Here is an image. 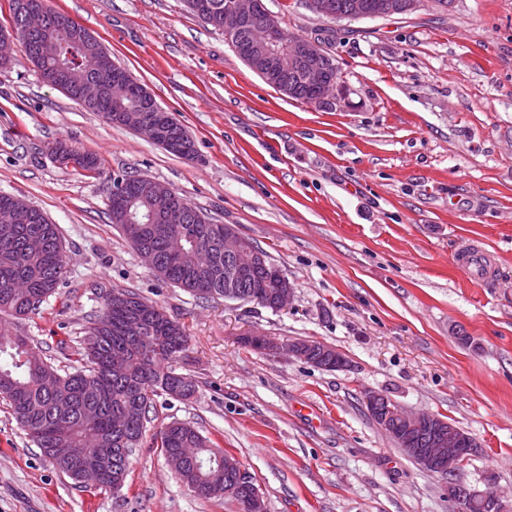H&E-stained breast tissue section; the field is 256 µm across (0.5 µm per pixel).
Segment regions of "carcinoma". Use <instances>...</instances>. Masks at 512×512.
Here are the masks:
<instances>
[{
  "mask_svg": "<svg viewBox=\"0 0 512 512\" xmlns=\"http://www.w3.org/2000/svg\"><path fill=\"white\" fill-rule=\"evenodd\" d=\"M209 6L208 24L224 29L225 0H187L191 10L197 3ZM50 43V55L41 67V77L59 64L76 78L88 76L85 45L52 28L44 35ZM294 88L292 98L313 102L314 91L294 73L279 76ZM109 122L128 126L123 115L139 113V103L117 91L107 95L96 109ZM154 205L142 190L129 191L119 208L108 204L111 223L125 224L126 212L140 213ZM193 232L209 240L210 245L193 250L183 242L186 255L171 254L167 242L146 240L159 252L162 262L156 277L202 299L224 297V272L243 262L248 255L231 258L224 254V225L196 224ZM250 249L264 255L265 266L240 283L241 301L274 309L273 283L268 270L275 267L269 255L255 243ZM62 240L55 224L39 220L31 224H0V318L23 320L39 310L46 298L56 293L63 278ZM188 338L173 319L157 312V306L144 300L126 301L107 295L101 314L90 322L82 336L78 356L85 365L72 372L59 373L45 357L31 359L29 350L35 340L22 333L0 335V399L22 428L33 427L32 441L59 471L77 481L79 477L69 461L55 456L53 448L66 440L75 450L74 457L92 458L100 464L105 477L99 487L107 490L125 480L130 465L126 448L139 446L154 397L165 393L164 386L175 374L172 362L186 351ZM123 351L129 357L126 374L110 370L112 353ZM160 448L169 454L178 448L198 449L196 459L187 462L179 479L192 490L209 485L207 499L224 496V485L215 483L224 471V457L210 438L194 427L172 422L166 426Z\"/></svg>",
  "mask_w": 512,
  "mask_h": 512,
  "instance_id": "carcinoma-1",
  "label": "carcinoma"
}]
</instances>
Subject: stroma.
<instances>
[{"label":"stroma","instance_id":"35a3bbf8","mask_svg":"<svg viewBox=\"0 0 512 512\" xmlns=\"http://www.w3.org/2000/svg\"><path fill=\"white\" fill-rule=\"evenodd\" d=\"M290 34L334 30L349 104L289 99L184 0H49L94 35L192 138L191 156L107 122L45 83L22 45L0 70V194L57 224L65 273L23 325L59 369L113 290L164 308L188 336L177 372L193 398L154 399L119 494L79 487L0 400V512H236L198 498L153 440L188 423L254 476L266 512H450L366 406L383 393L445 417L478 448L460 478L512 512V0H419L404 15L327 23L264 0ZM65 142L100 162L55 161ZM148 176L265 250L288 307L201 300L156 278L108 217L117 176ZM466 244L497 254L478 281ZM317 341L330 371L244 342Z\"/></svg>","mask_w":512,"mask_h":512}]
</instances>
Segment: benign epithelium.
I'll use <instances>...</instances> for the list:
<instances>
[{
    "mask_svg": "<svg viewBox=\"0 0 512 512\" xmlns=\"http://www.w3.org/2000/svg\"><path fill=\"white\" fill-rule=\"evenodd\" d=\"M418 0H360L354 14L360 18L383 17L394 12H410L415 9ZM227 14L224 35L227 40L234 39L239 28L245 24L259 26L263 41L266 42L267 54L258 56L254 49L241 53V59L258 76L272 75L279 69L296 71L302 75L304 82L316 91L315 100L324 101L342 108L346 104V89L336 80L338 64L324 47L313 39H303L288 43V59L284 60L274 49L283 29L277 14L267 9L263 0H227L224 6ZM76 36L89 45L101 67L80 90L79 101L84 106L99 102L108 88L123 87L135 93L141 101L151 99V94L142 85L133 80L129 72L112 60V56L102 43L87 32H76ZM173 117L165 110L154 106L148 116H139L132 121V131L148 137L158 145H164L166 128ZM35 207L17 198L11 208L13 220L17 224H28L33 220ZM187 211L171 201L165 202L163 213H151L147 230L157 238L176 239L179 237L176 225L184 222ZM241 250V237L230 226H224V252L236 254ZM278 309H283L293 297V288L288 278L279 273L275 282ZM306 345L298 342L281 344L269 338L256 342V348L262 351L288 354L304 360L308 351ZM368 410L377 424L413 461L427 471L438 473L446 479L445 490L452 503V512H468L470 498L476 492L459 480V474L472 455L477 443L464 430L448 424L444 419L428 412L408 413L390 397L371 392L366 397ZM423 424H431L432 435L427 448L413 447L410 431Z\"/></svg>",
    "mask_w": 512,
    "mask_h": 512,
    "instance_id": "benign-epithelium-1",
    "label": "benign epithelium"
}]
</instances>
